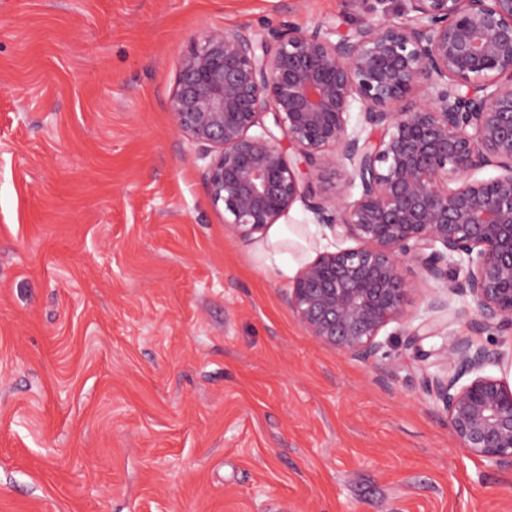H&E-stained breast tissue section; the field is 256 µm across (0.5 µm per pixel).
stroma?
Returning a JSON list of instances; mask_svg holds the SVG:
<instances>
[{
  "mask_svg": "<svg viewBox=\"0 0 512 512\" xmlns=\"http://www.w3.org/2000/svg\"><path fill=\"white\" fill-rule=\"evenodd\" d=\"M354 0H0V512H512L399 325L310 337L170 112L214 28Z\"/></svg>",
  "mask_w": 512,
  "mask_h": 512,
  "instance_id": "stroma-1",
  "label": "stroma"
}]
</instances>
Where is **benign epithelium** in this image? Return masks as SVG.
I'll list each match as a JSON object with an SVG mask.
<instances>
[{"mask_svg":"<svg viewBox=\"0 0 512 512\" xmlns=\"http://www.w3.org/2000/svg\"><path fill=\"white\" fill-rule=\"evenodd\" d=\"M396 2L399 21L370 5L335 39L289 21L209 32L180 60L173 123L210 156L208 197L239 238L299 201L354 242L318 252L288 292L317 341L363 360L377 353L385 327L408 324L411 267L437 284L430 311L465 300L470 331L448 333L426 388L460 447L511 466L512 382L485 374L501 358L477 336L512 333V0ZM310 166L345 170L334 200L315 199ZM487 167L499 174L477 177ZM455 257L465 273L450 279ZM439 330L428 319L408 344L428 357L421 342Z\"/></svg>","mask_w":512,"mask_h":512,"instance_id":"7a95c632","label":"benign epithelium"}]
</instances>
